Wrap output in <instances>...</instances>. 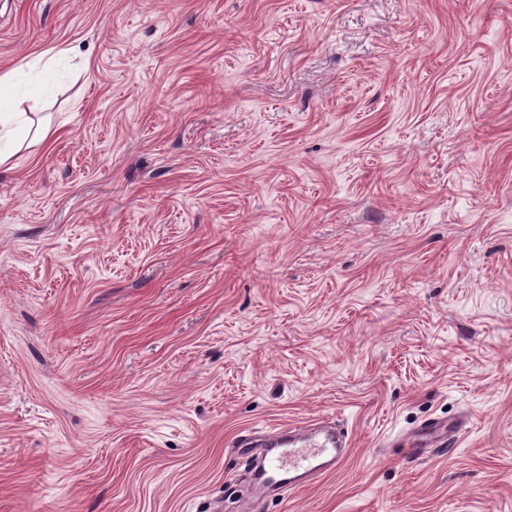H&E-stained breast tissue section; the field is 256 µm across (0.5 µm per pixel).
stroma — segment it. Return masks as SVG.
<instances>
[{"label": "stroma", "instance_id": "stroma-1", "mask_svg": "<svg viewBox=\"0 0 512 512\" xmlns=\"http://www.w3.org/2000/svg\"><path fill=\"white\" fill-rule=\"evenodd\" d=\"M51 49L0 512H512V0H0V69ZM332 418L336 470L256 499L235 446Z\"/></svg>", "mask_w": 512, "mask_h": 512}]
</instances>
